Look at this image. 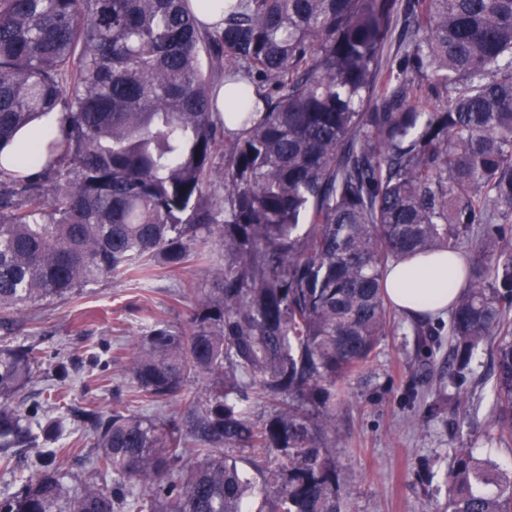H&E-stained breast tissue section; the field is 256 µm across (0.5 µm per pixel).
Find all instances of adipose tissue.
Segmentation results:
<instances>
[{
	"label": "adipose tissue",
	"instance_id": "ef3b65f1",
	"mask_svg": "<svg viewBox=\"0 0 512 512\" xmlns=\"http://www.w3.org/2000/svg\"><path fill=\"white\" fill-rule=\"evenodd\" d=\"M60 115L42 113L28 128L15 135L0 151V170L23 174V158L29 151L44 155L48 143L59 133ZM466 261L457 254L441 252L390 264L386 292L391 303L409 316L446 311L465 280Z\"/></svg>",
	"mask_w": 512,
	"mask_h": 512
}]
</instances>
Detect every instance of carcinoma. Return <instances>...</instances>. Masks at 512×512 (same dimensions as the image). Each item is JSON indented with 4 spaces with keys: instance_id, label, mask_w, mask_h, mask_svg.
Instances as JSON below:
<instances>
[{
    "instance_id": "1",
    "label": "carcinoma",
    "mask_w": 512,
    "mask_h": 512,
    "mask_svg": "<svg viewBox=\"0 0 512 512\" xmlns=\"http://www.w3.org/2000/svg\"><path fill=\"white\" fill-rule=\"evenodd\" d=\"M222 5L205 30L188 0H0V148L61 115L43 163L0 170L3 335L103 276L224 256L183 289L187 326L116 351L131 402L179 412H86L83 479L48 447L61 419L19 402L43 350L0 342V468L29 461L0 512H347L336 385L390 330L388 264L443 249L483 259L448 321L413 328L426 359L448 346L428 414L491 344L484 437L512 440V0ZM449 456L447 512H512V477Z\"/></svg>"
}]
</instances>
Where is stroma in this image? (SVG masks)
Here are the masks:
<instances>
[{
	"label": "stroma",
	"instance_id": "obj_1",
	"mask_svg": "<svg viewBox=\"0 0 512 512\" xmlns=\"http://www.w3.org/2000/svg\"><path fill=\"white\" fill-rule=\"evenodd\" d=\"M208 278L205 264L163 275L146 288L107 276L68 300L23 311L12 341L36 342L45 351L39 376L23 401L41 404L51 416L68 406L67 432L60 442L66 471L82 474L91 452L81 412L106 414L130 398V379L122 363L112 359L115 345L131 341L153 318L185 324L190 302L181 292L188 283ZM414 344L409 321L396 319L370 365L342 383L343 395L336 402L337 465L350 512H437L448 498V450L463 437L473 438L476 457L512 464V442L483 439L492 400L489 352L478 355L468 401L455 412L430 418L425 402L410 400L408 393L426 389V372H437L441 363L423 366ZM60 360L72 373L63 385L52 378Z\"/></svg>",
	"mask_w": 512,
	"mask_h": 512
}]
</instances>
